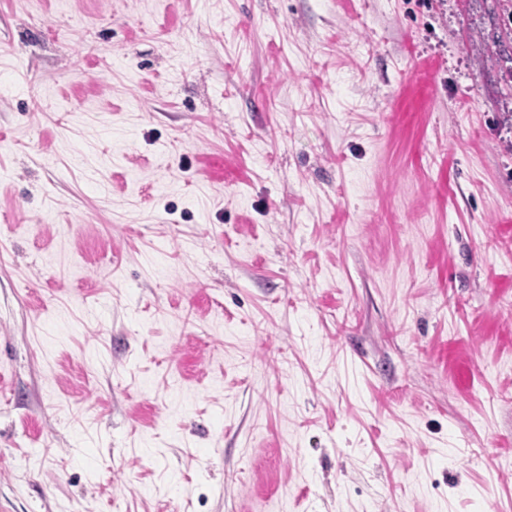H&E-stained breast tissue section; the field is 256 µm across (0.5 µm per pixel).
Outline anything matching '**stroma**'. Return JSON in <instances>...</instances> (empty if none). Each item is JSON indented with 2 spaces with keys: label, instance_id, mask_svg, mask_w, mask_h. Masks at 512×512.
<instances>
[{
  "label": "stroma",
  "instance_id": "obj_1",
  "mask_svg": "<svg viewBox=\"0 0 512 512\" xmlns=\"http://www.w3.org/2000/svg\"><path fill=\"white\" fill-rule=\"evenodd\" d=\"M498 0H0V512H512Z\"/></svg>",
  "mask_w": 512,
  "mask_h": 512
}]
</instances>
